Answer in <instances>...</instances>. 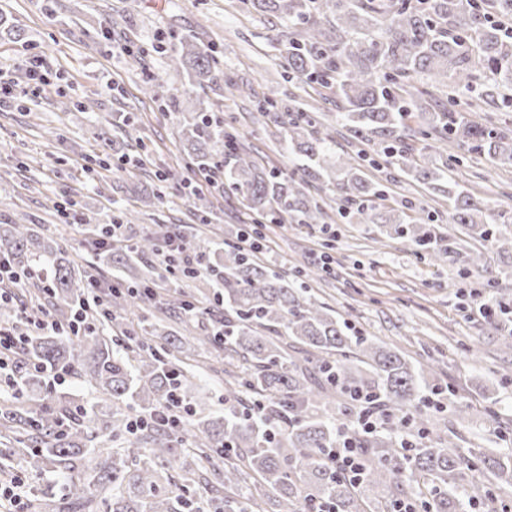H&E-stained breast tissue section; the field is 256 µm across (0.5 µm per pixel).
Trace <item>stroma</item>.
<instances>
[{
    "label": "stroma",
    "mask_w": 512,
    "mask_h": 512,
    "mask_svg": "<svg viewBox=\"0 0 512 512\" xmlns=\"http://www.w3.org/2000/svg\"><path fill=\"white\" fill-rule=\"evenodd\" d=\"M0 12L25 32L17 42L0 38V80L16 94L14 102L0 106V219L27 215L44 221L75 257H89L91 240L128 208L136 211L133 229L184 234L197 226L218 244L251 222L235 197L207 184L201 191L211 202L209 222L200 224L196 217L185 186L197 169L180 138L184 114L141 93L150 75H161L167 90L184 82L167 54L154 50L163 35L216 41L225 74L247 84L253 95L228 100L216 87L198 99L233 122L257 156L279 169L292 171L298 159L273 125L258 121L254 95L275 88L287 105L329 106L311 88L283 79L267 39L272 19L243 9L239 0H0ZM121 44L142 51L143 64L117 54ZM36 55L45 56L48 73L35 96L25 91V68ZM64 99L81 102L82 111H63ZM48 128L55 137H45ZM106 131L113 141L107 153L100 147ZM448 152L457 158L455 179L512 221V170L454 144ZM361 168L384 183L389 201L434 209L428 194L397 170L366 161ZM159 171L170 176L162 204L114 202V184L150 186ZM328 240L334 244L335 276L309 282L308 295L333 307L350 335L414 363L438 359L445 390L435 398L441 409L431 419L446 425L460 447L498 452L493 424L512 430V336L491 327L471 298L477 291L512 303V278L503 274L495 249L481 246L488 268L483 274L469 269L465 248H453L447 260L436 262L358 218L313 227L289 220L269 225L259 258L277 271L310 268L320 263ZM182 357L195 415L223 413L224 385L211 372L223 366V352L190 344ZM459 398L468 406L463 422L454 409Z\"/></svg>",
    "instance_id": "stroma-1"
}]
</instances>
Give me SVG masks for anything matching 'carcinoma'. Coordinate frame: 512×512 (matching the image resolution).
Segmentation results:
<instances>
[{"label":"carcinoma","mask_w":512,"mask_h":512,"mask_svg":"<svg viewBox=\"0 0 512 512\" xmlns=\"http://www.w3.org/2000/svg\"><path fill=\"white\" fill-rule=\"evenodd\" d=\"M247 8L279 20L270 42L288 79L310 88H329L334 112L284 109L278 92L256 101L259 115L283 134L293 154L306 161L287 175L254 156L245 137L210 112L197 109L181 129L191 160L206 170L224 165V192L241 198L257 218L281 224H324L330 203L350 218L390 226L417 253L440 261L448 256L445 237L424 207L403 210L374 200L386 195L380 182L350 162H331L332 120L354 139L356 156H383L409 181L421 185L432 201L448 208L453 223L491 242L512 267V225L498 223L481 198L449 175L448 143L466 145L500 167L512 168V131L495 130L455 109L457 96L473 90L484 77V95L512 107V42L489 21L512 19V0H242ZM169 61L183 71L187 88L167 96L175 105L197 89L224 83V93L238 88L224 78L218 46L183 36L171 47ZM325 179L330 192L310 181ZM124 193L146 206L162 191L127 185ZM117 248L93 243L95 261L80 265L65 256L43 224L0 223V256L23 269L49 274L48 284L24 279L19 286L39 288L48 296L45 315L57 326L50 335L24 337L22 355L39 365L63 368L89 384L96 397L112 401L109 421L98 419V405L52 408L51 387L37 370L14 386L0 404V427L9 455L25 470L52 469L66 486L67 512H264L263 491L273 493L277 512H306L310 503L333 512H365L374 502L393 512L407 501L418 512H473L475 493L455 484L464 470L494 483L482 506L499 503L495 488L512 485V432H499L504 450L487 454L462 450L421 415L433 389L435 371L414 365L404 355L341 328L333 310L303 296L298 274H278L252 248L228 241L211 246L201 237L193 252L205 266L187 270L181 254L165 259L169 273L187 279H214V300L224 309V335L199 338L204 347H224V389L243 410L198 420L191 433L159 420L174 397L192 408L194 396L181 377L174 354L182 344L178 332L157 340L156 330L107 334L112 320L134 310L156 309L179 320L190 332L188 308L161 300L146 286L155 267L149 258L161 253L155 232L130 235ZM128 276L125 289L107 293L109 319L91 320L75 331L84 289L101 269ZM302 354L303 363L286 348ZM336 397L337 414L324 399ZM370 409L381 426L367 429L358 413ZM147 421L132 428L131 411ZM120 439L109 449L99 471L88 474L83 460L98 436ZM346 443L361 456L360 483L352 484L320 454ZM224 456L209 496L186 488L169 490L172 461L200 463ZM252 479L261 492L240 495Z\"/></svg>","instance_id":"1"}]
</instances>
